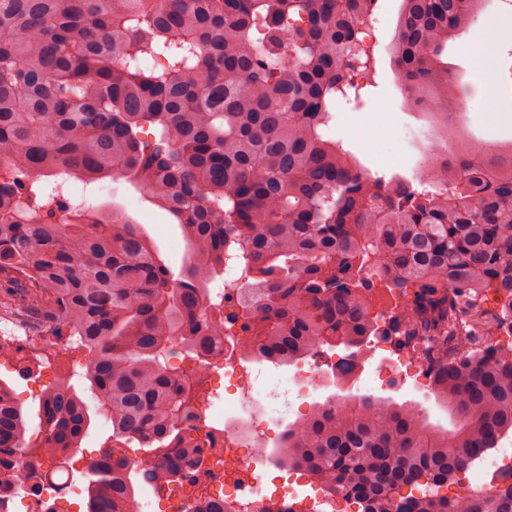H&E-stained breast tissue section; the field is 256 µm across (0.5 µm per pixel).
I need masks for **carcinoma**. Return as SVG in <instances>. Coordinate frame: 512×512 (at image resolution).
Returning <instances> with one entry per match:
<instances>
[{
    "label": "carcinoma",
    "mask_w": 512,
    "mask_h": 512,
    "mask_svg": "<svg viewBox=\"0 0 512 512\" xmlns=\"http://www.w3.org/2000/svg\"><path fill=\"white\" fill-rule=\"evenodd\" d=\"M374 0H0V277L52 329L95 352L85 390L49 391L44 437L0 379V512L50 455L71 471L92 416L111 423L112 462L92 464L86 512H134L137 483L195 467L190 423L208 400L170 364L201 363L230 336L251 361L358 351L379 336L432 371L453 428L370 394L355 412L317 406L271 455L354 512H512V478L465 483L475 454L512 431V141L472 142L448 96V45L480 0H401L387 46L405 95L452 142L416 181L386 178L329 138L336 104L374 83L362 21ZM120 176L182 229L175 274L140 226L68 209L46 178ZM237 311L224 314L209 284ZM400 317L373 312L378 296ZM209 306L213 314L204 317ZM143 449L137 466L128 448Z\"/></svg>",
    "instance_id": "carcinoma-1"
}]
</instances>
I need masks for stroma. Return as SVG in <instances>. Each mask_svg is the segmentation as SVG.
<instances>
[{"mask_svg":"<svg viewBox=\"0 0 512 512\" xmlns=\"http://www.w3.org/2000/svg\"><path fill=\"white\" fill-rule=\"evenodd\" d=\"M399 6V0H379L375 39L369 44L376 61L375 82L362 90L359 101H344L338 105L328 135L342 141L365 167L411 180L417 174L413 142L418 134L427 131L428 123L422 113L399 108L401 93L386 51ZM469 43V37L465 36L448 48V61L454 70L461 72L462 81L470 92L469 108L461 113L460 120L473 139L482 141L492 137L512 141V44L490 49L489 55L496 63L489 66L486 77L480 79L471 69ZM487 98L494 101L493 111L480 109ZM83 200L97 206L123 209L148 233L166 265L180 270L186 245L179 226L165 210L144 201L140 192L125 179L102 180L93 185L87 196L72 198L76 204ZM47 361L57 365V381L71 376L72 355L49 345L22 352L12 368L0 366V377L9 381L24 406L33 404L26 394L28 366Z\"/></svg>","mask_w":512,"mask_h":512,"instance_id":"stroma-1","label":"stroma"}]
</instances>
